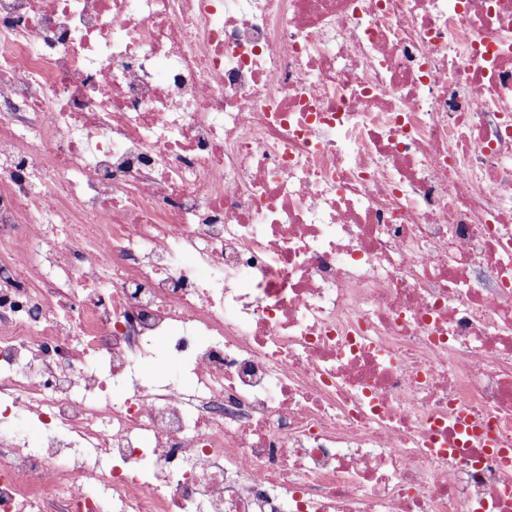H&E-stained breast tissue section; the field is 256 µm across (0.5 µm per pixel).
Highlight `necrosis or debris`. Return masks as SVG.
<instances>
[{
  "instance_id": "necrosis-or-debris-1",
  "label": "necrosis or debris",
  "mask_w": 512,
  "mask_h": 512,
  "mask_svg": "<svg viewBox=\"0 0 512 512\" xmlns=\"http://www.w3.org/2000/svg\"><path fill=\"white\" fill-rule=\"evenodd\" d=\"M501 448L512 0H0V512H512Z\"/></svg>"
}]
</instances>
